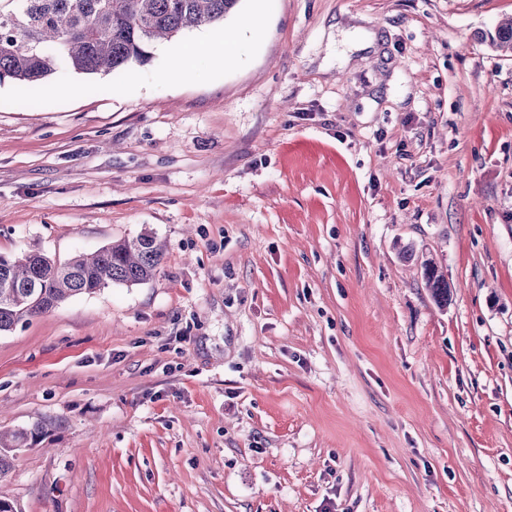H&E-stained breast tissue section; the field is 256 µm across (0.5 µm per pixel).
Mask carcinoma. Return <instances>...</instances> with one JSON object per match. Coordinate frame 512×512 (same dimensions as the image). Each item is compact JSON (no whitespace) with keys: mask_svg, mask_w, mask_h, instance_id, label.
Segmentation results:
<instances>
[{"mask_svg":"<svg viewBox=\"0 0 512 512\" xmlns=\"http://www.w3.org/2000/svg\"><path fill=\"white\" fill-rule=\"evenodd\" d=\"M240 0H0V84L44 83L61 63L85 74H110L144 62L159 40L212 25ZM490 46L512 53V21L489 36ZM165 254L156 233L108 244L64 261L40 250L20 256L0 253V334L44 315L68 299L116 285H139L156 275ZM426 287L440 306L448 304V280L424 265ZM48 432L38 421L0 431V475L16 452Z\"/></svg>","mask_w":512,"mask_h":512,"instance_id":"cac0c4a2","label":"carcinoma"}]
</instances>
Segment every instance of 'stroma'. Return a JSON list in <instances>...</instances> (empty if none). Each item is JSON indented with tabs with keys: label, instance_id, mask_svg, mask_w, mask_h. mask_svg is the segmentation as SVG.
I'll return each instance as SVG.
<instances>
[{
	"label": "stroma",
	"instance_id": "stroma-1",
	"mask_svg": "<svg viewBox=\"0 0 512 512\" xmlns=\"http://www.w3.org/2000/svg\"><path fill=\"white\" fill-rule=\"evenodd\" d=\"M246 17L235 63L194 54ZM510 17L240 0L120 72L0 84L1 253L166 244L0 335V429L51 424L0 499L512 512V54L480 40ZM423 274L426 287L430 290L436 303L442 307L446 306L450 293L448 280L432 262L425 263Z\"/></svg>",
	"mask_w": 512,
	"mask_h": 512
}]
</instances>
